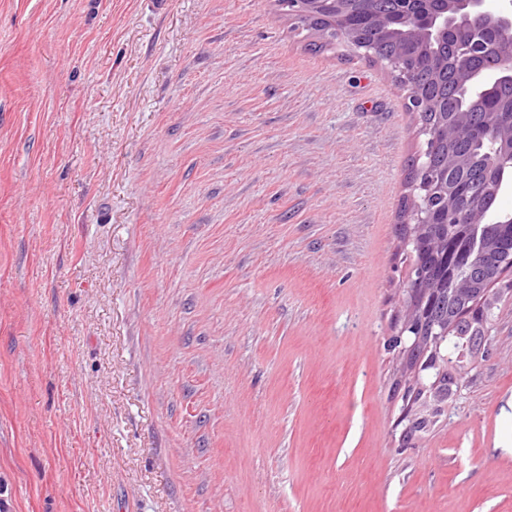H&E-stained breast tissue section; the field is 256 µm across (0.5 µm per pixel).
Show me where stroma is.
Wrapping results in <instances>:
<instances>
[{"label":"stroma","mask_w":512,"mask_h":512,"mask_svg":"<svg viewBox=\"0 0 512 512\" xmlns=\"http://www.w3.org/2000/svg\"><path fill=\"white\" fill-rule=\"evenodd\" d=\"M275 0H0V512H512V297L404 440L378 64Z\"/></svg>","instance_id":"stroma-1"}]
</instances>
